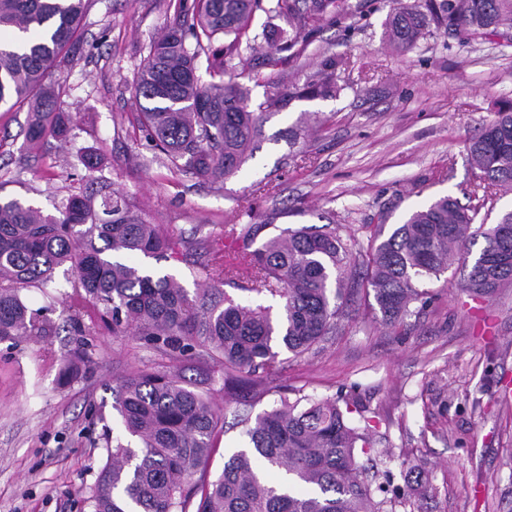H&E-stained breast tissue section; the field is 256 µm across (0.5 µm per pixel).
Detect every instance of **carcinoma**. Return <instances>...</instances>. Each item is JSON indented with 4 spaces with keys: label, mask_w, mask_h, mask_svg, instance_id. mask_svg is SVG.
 <instances>
[{
    "label": "carcinoma",
    "mask_w": 512,
    "mask_h": 512,
    "mask_svg": "<svg viewBox=\"0 0 512 512\" xmlns=\"http://www.w3.org/2000/svg\"><path fill=\"white\" fill-rule=\"evenodd\" d=\"M86 2L0 0V106L28 107L31 149L50 137L69 138L60 88L48 76L77 39ZM177 11L182 20L150 44L134 86L141 127L172 170L208 181L231 177L252 156L272 115L344 90L338 78L349 61L334 54L322 56L303 86L279 90L255 110L238 75L224 78L244 45L291 51L327 15L346 18L342 0H178ZM257 11L283 24L253 32ZM385 27L397 49L414 47L433 28L453 38L509 40L512 0H392ZM219 36L227 44L216 47ZM467 150L478 172L474 196L486 201L512 187V100ZM479 215L474 206L440 197L387 236L379 226L366 253L334 224L287 228L256 248L270 222L232 226L224 237L242 246L209 252L204 268L215 272L213 285L191 293L174 276L137 263L178 252L121 191L71 195L55 215L10 199L0 202V342L43 330L20 290L48 284L68 264L74 304L102 309L112 335L140 336L187 361L217 356L224 388L247 391L234 424L244 426L249 449L197 484L191 479L206 467L225 417L179 373L161 369L120 380L115 409L134 442L115 437L106 447L87 497L92 512H395L407 493L389 490V471L360 463L371 437L348 422L336 400L281 395L257 415L254 401L272 391L262 373L280 349L299 356L336 334L344 303L364 287L393 326L425 299L424 281L450 270L470 267L460 288L474 300L511 285L512 211L495 224ZM479 237L485 246L470 263L469 246ZM224 284L268 303L238 301Z\"/></svg>",
    "instance_id": "obj_1"
}]
</instances>
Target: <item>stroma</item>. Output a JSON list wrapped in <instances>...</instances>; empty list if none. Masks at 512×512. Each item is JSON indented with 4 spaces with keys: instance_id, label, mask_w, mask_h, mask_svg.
Segmentation results:
<instances>
[{
    "instance_id": "obj_1",
    "label": "stroma",
    "mask_w": 512,
    "mask_h": 512,
    "mask_svg": "<svg viewBox=\"0 0 512 512\" xmlns=\"http://www.w3.org/2000/svg\"><path fill=\"white\" fill-rule=\"evenodd\" d=\"M345 6L344 21L326 17L301 39L299 62L281 58L247 87L257 107L275 84L303 82L327 52L349 58L346 90L273 115L252 158L210 184L155 158L133 95L150 41L178 20L176 0H89L80 41L49 76L64 90L71 136L29 155L26 108L0 109V198L55 213L79 192L78 152L91 149L103 160L99 180L199 253L220 245L225 225L262 220L277 231L332 222L365 251L378 225L393 229L438 197L470 204L467 145L512 99V45L433 31L397 51L384 36L388 0ZM303 112L319 123L289 144ZM428 289L393 327L374 299L351 305L338 334L270 371L274 392L254 410L298 390L348 404L392 487L411 495L396 512H512V287L474 300L452 274ZM71 293L61 270L51 287L23 289L49 324L0 343V512H90L107 440L121 430L112 386L122 377L174 364L205 379L216 411L237 408L222 363L176 364L138 337L113 336L99 310L73 307ZM81 334L92 365L68 381L66 356Z\"/></svg>"
}]
</instances>
